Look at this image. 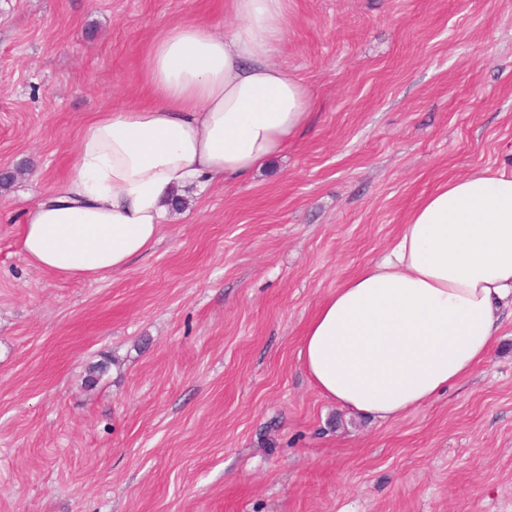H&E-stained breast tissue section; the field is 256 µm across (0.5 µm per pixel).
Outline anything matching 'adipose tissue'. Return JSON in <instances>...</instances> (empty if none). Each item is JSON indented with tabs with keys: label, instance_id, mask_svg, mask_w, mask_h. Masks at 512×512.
I'll return each mask as SVG.
<instances>
[{
	"label": "adipose tissue",
	"instance_id": "adipose-tissue-1",
	"mask_svg": "<svg viewBox=\"0 0 512 512\" xmlns=\"http://www.w3.org/2000/svg\"><path fill=\"white\" fill-rule=\"evenodd\" d=\"M229 33L188 16L146 51L150 101L97 113L74 172L23 216L19 251L73 279L126 270L158 241L179 191L250 177L313 122L278 66L288 0H228ZM512 308V170L483 169L423 196L388 254L318 306L299 359L339 405L394 420L483 363Z\"/></svg>",
	"mask_w": 512,
	"mask_h": 512
}]
</instances>
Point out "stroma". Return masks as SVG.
Segmentation results:
<instances>
[{
  "label": "stroma",
  "instance_id": "1",
  "mask_svg": "<svg viewBox=\"0 0 512 512\" xmlns=\"http://www.w3.org/2000/svg\"><path fill=\"white\" fill-rule=\"evenodd\" d=\"M225 0H0V512H512V318L475 373L382 422L298 359L317 306L440 182L512 169V0H288L275 56L314 123L249 179L186 190L149 254L68 279L20 216L147 45ZM111 358L88 385L89 367Z\"/></svg>",
  "mask_w": 512,
  "mask_h": 512
}]
</instances>
